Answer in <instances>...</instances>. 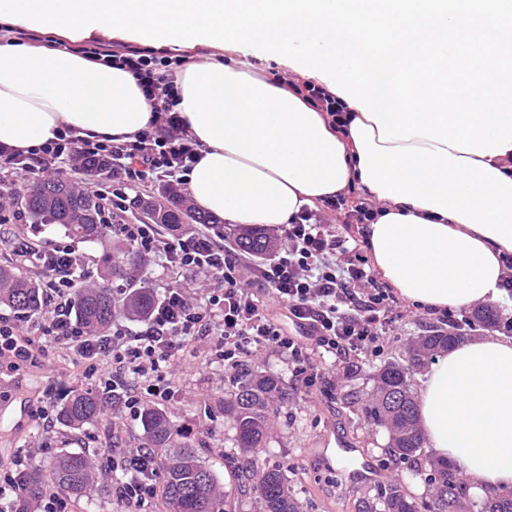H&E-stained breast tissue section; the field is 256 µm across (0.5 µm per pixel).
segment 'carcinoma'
<instances>
[{
	"mask_svg": "<svg viewBox=\"0 0 512 512\" xmlns=\"http://www.w3.org/2000/svg\"><path fill=\"white\" fill-rule=\"evenodd\" d=\"M15 195L24 201L25 214L35 224H57L68 236L82 242H97L103 237L105 203L102 198L78 189L74 183L60 178L39 179L16 188ZM165 201L146 199L133 201V208L142 211L152 224L173 229L181 224L211 225L219 234L224 227L198 210L186 205L184 194L177 188L164 190ZM234 245L250 255H266L275 244L265 234L246 231L234 237ZM19 313L40 309L38 285L11 269L0 268V304ZM155 303L154 296L136 292L127 301L126 309L137 317H145ZM74 308L80 321L96 332H105L115 311L112 291L105 282L80 288L75 293ZM466 326H432L419 337L415 348L404 359L384 364L375 374L374 398L366 409L367 423L387 433V451L400 461H414L422 454L425 439L419 430L417 404L412 376L438 353L468 338ZM288 400V391L273 373L241 372L233 383V391L224 399V415L235 431L236 446L247 451L266 443L267 424L273 407ZM111 405L108 395L94 390L75 392L59 409L65 423L82 427L97 422ZM145 443L156 449L158 466L165 472L162 497L168 512H224V496L213 472L200 459L196 448L173 440L174 429L165 415L146 410L143 418ZM425 475L429 490L417 499L406 489L392 482L378 492L380 512H512V493L478 496L460 473L448 462L432 457L425 459ZM93 469L86 453L59 456L47 465L29 472L26 498L32 502L48 482L74 496L86 493ZM242 482L257 494L260 512H300L297 499L288 490L284 472L278 467L260 471L248 467Z\"/></svg>",
	"mask_w": 512,
	"mask_h": 512,
	"instance_id": "obj_1",
	"label": "carcinoma"
}]
</instances>
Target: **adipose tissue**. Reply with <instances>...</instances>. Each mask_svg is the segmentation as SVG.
<instances>
[{
    "label": "adipose tissue",
    "instance_id": "obj_1",
    "mask_svg": "<svg viewBox=\"0 0 512 512\" xmlns=\"http://www.w3.org/2000/svg\"><path fill=\"white\" fill-rule=\"evenodd\" d=\"M176 83L183 126L201 146L188 176L201 211L281 226L355 182L382 203L364 237L401 298L438 311L501 296L512 254V149L481 157L418 137L383 142L355 107L341 132L243 62H193ZM150 119L122 69L59 48L0 45V144L30 149L65 126L123 140ZM418 414L433 456L456 465L474 490L512 491V339L452 345L424 375Z\"/></svg>",
    "mask_w": 512,
    "mask_h": 512
}]
</instances>
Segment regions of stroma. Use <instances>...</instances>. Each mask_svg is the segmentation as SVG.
<instances>
[{"instance_id": "obj_1", "label": "stroma", "mask_w": 512, "mask_h": 512, "mask_svg": "<svg viewBox=\"0 0 512 512\" xmlns=\"http://www.w3.org/2000/svg\"><path fill=\"white\" fill-rule=\"evenodd\" d=\"M214 56L229 65L245 59L229 46L215 51ZM245 60L268 81L282 77L298 83L304 80L303 75L275 57L252 55ZM143 284L157 293L179 286L197 297L202 296L206 286L191 272L162 266L155 256L146 266H128L125 275L109 282L115 293ZM397 313L394 330L385 338L380 356L365 365L346 368L314 358L319 377L311 388L304 387L296 376L294 363L277 350L266 348L248 357V366L276 373L288 389L287 401L278 405L270 419L265 447L248 452L236 447L234 431L224 416V397L234 368L211 360L203 342L198 343L195 353L186 354L173 376V397L156 403L155 408L175 428L193 426L191 439L223 488L226 512H256L255 494L240 488L241 467L252 460L283 468L301 512H362L374 504L377 485L352 489L344 476L345 466L362 462L378 474L380 483L398 480L414 495L425 493L426 485L412 477L410 463L386 454L384 430L368 426L364 416V408L372 400L376 371L388 360L404 356L410 345L436 322L425 310L406 302ZM47 357L55 365V372L33 365L17 371L0 368V466L10 463L21 450L32 454L34 466L44 465L46 458L40 444L45 440L52 443L57 455L87 451L84 435L88 432L119 448L141 445L142 419L115 410L85 429L59 422L45 430L38 422L25 423L15 418L20 404L38 406L47 387L55 388L60 401L85 388L82 366L64 351L49 347ZM341 443L355 450L343 465L336 462V448Z\"/></svg>"}]
</instances>
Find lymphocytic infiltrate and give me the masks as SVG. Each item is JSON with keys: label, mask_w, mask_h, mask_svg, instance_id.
I'll return each mask as SVG.
<instances>
[{"label": "lymphocytic infiltrate", "mask_w": 512, "mask_h": 512, "mask_svg": "<svg viewBox=\"0 0 512 512\" xmlns=\"http://www.w3.org/2000/svg\"><path fill=\"white\" fill-rule=\"evenodd\" d=\"M86 54L132 75L152 107L150 123L120 142L85 137L65 127L55 139L30 149L0 145V224L22 222L20 210L10 202L19 183L36 177L92 184L101 196L117 199L136 182L187 186L199 145L183 128L172 60L101 46ZM293 90L332 125L347 127V107L325 88L305 82ZM89 158L105 159L106 165L88 171ZM376 211V205L350 201L343 193L324 199L322 206L302 208L285 226L278 253L255 268L270 295L266 301L245 283L243 258L220 235L164 238L153 224L105 223V234L120 233L138 252L160 257L171 268L195 270L213 286L196 304L185 289H164L142 328L119 321L102 335L73 314V292L89 278L78 249L65 241L15 240V263L35 269L45 313L24 323L0 314V363L16 369L36 363L45 355V342H52L73 355L87 379L117 391L120 413L132 416L140 415L146 399H170L174 369L184 351L203 339L212 359L235 367L258 349H275L295 363L304 386L313 387V355L328 354L340 364L353 359L365 363L381 351L392 330L396 297L377 282L356 237L339 233L327 218L334 212L343 214L345 224H369ZM272 300L287 308L289 319L303 328L302 336L288 335L269 316ZM98 454L117 473L114 492L125 512H146L156 495L153 449L121 450L104 442ZM29 470L25 456L0 469V512H19Z\"/></svg>", "instance_id": "obj_1"}]
</instances>
